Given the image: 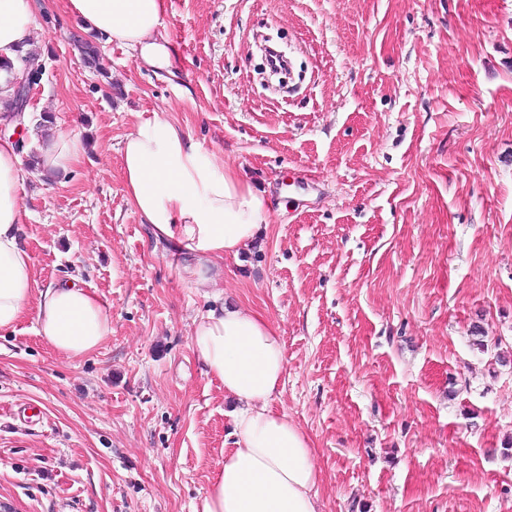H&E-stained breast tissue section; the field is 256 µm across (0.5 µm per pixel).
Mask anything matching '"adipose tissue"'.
I'll use <instances>...</instances> for the list:
<instances>
[{"mask_svg": "<svg viewBox=\"0 0 512 512\" xmlns=\"http://www.w3.org/2000/svg\"><path fill=\"white\" fill-rule=\"evenodd\" d=\"M44 0H0V60L16 61L34 34ZM87 29L134 52L151 68L172 62L163 26V0H68ZM24 112L0 114V331L13 329L28 302L36 304L35 332L55 352L79 356L112 332L106 306L94 291L72 282L37 287L20 226L24 160L12 135L26 126ZM83 153L78 139L58 133L39 140V172L68 170ZM124 193L154 237L183 256L180 278L206 287L218 260L236 257L267 227L271 205L237 171L220 164L161 114L143 119L120 149ZM194 353L205 374L234 400L235 446L224 455L208 493L192 512H318L319 472L311 443L273 403L284 383L279 331L235 302L207 309L193 331Z\"/></svg>", "mask_w": 512, "mask_h": 512, "instance_id": "ef3b65f1", "label": "adipose tissue"}]
</instances>
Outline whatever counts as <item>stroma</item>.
<instances>
[{
    "label": "stroma",
    "instance_id": "obj_1",
    "mask_svg": "<svg viewBox=\"0 0 512 512\" xmlns=\"http://www.w3.org/2000/svg\"><path fill=\"white\" fill-rule=\"evenodd\" d=\"M172 73L54 0L30 123L80 139L64 176L26 157L21 242L112 333L67 357L27 313L0 332V512H192L236 405L193 351L217 298L283 341L275 409L309 438L319 512H512V0H164ZM292 62L260 81L259 33ZM101 61L83 59L84 45ZM164 111L272 210L216 287L129 205L119 150Z\"/></svg>",
    "mask_w": 512,
    "mask_h": 512
}]
</instances>
